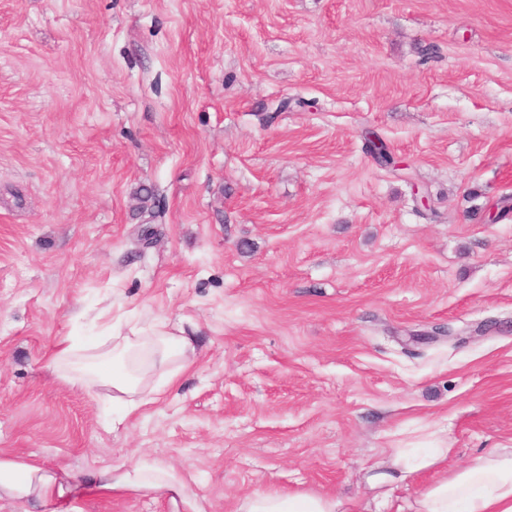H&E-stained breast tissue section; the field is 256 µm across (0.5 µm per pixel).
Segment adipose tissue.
I'll list each match as a JSON object with an SVG mask.
<instances>
[{"label": "adipose tissue", "instance_id": "1", "mask_svg": "<svg viewBox=\"0 0 512 512\" xmlns=\"http://www.w3.org/2000/svg\"><path fill=\"white\" fill-rule=\"evenodd\" d=\"M110 351L94 356L75 381L86 389L107 386L112 401L125 413H133L153 400L154 390L147 380L163 373L166 385H173L177 372L171 371L172 359L183 367L192 364L188 356V337L171 336L162 324L149 330H136L129 336H117ZM451 455L447 448H427L407 457L401 451L390 454L392 471L370 476L372 485H391L408 475L431 471L446 465ZM95 481L106 491L154 492L170 502H188L185 479L174 468L141 463L110 466L98 470ZM69 491L62 479L45 467L30 461L0 457V499L31 506L39 512L54 499ZM336 497L307 491L288 496L256 493L242 500L238 512H338ZM413 512H512V448H496L470 465L441 477L428 485L412 505Z\"/></svg>", "mask_w": 512, "mask_h": 512}]
</instances>
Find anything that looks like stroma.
I'll return each mask as SVG.
<instances>
[{"instance_id":"1","label":"stroma","mask_w":512,"mask_h":512,"mask_svg":"<svg viewBox=\"0 0 512 512\" xmlns=\"http://www.w3.org/2000/svg\"><path fill=\"white\" fill-rule=\"evenodd\" d=\"M508 197L512 0H0V455L45 512H172L89 483L139 462L385 512L390 449L512 448ZM157 322L194 363L128 417L48 366ZM69 490L62 479L42 465L0 457V499L31 505L32 509L24 512H37L54 499L63 498Z\"/></svg>"}]
</instances>
